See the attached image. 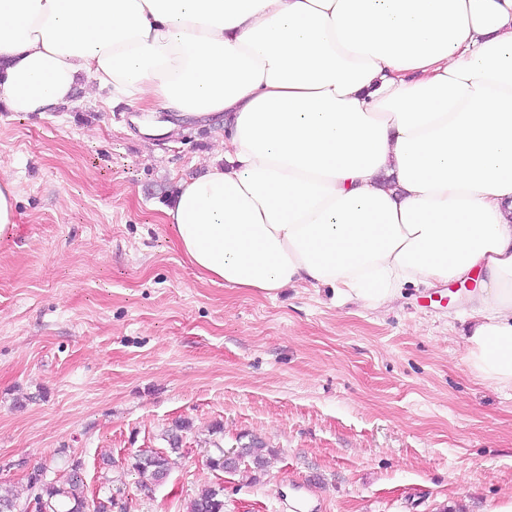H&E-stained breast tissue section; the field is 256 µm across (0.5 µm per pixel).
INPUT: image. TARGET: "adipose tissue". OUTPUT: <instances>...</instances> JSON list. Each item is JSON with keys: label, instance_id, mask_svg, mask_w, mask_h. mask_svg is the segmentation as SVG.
Here are the masks:
<instances>
[{"label": "adipose tissue", "instance_id": "1", "mask_svg": "<svg viewBox=\"0 0 512 512\" xmlns=\"http://www.w3.org/2000/svg\"><path fill=\"white\" fill-rule=\"evenodd\" d=\"M0 62L8 112L226 118L161 210L200 279L373 308L475 279L464 364L512 388V0H0Z\"/></svg>", "mask_w": 512, "mask_h": 512}]
</instances>
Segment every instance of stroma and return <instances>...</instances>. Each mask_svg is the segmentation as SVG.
I'll list each match as a JSON object with an SVG mask.
<instances>
[{
  "label": "stroma",
  "mask_w": 512,
  "mask_h": 512,
  "mask_svg": "<svg viewBox=\"0 0 512 512\" xmlns=\"http://www.w3.org/2000/svg\"><path fill=\"white\" fill-rule=\"evenodd\" d=\"M134 113L104 91L51 117L0 111L18 194L0 242V489L74 458L112 512H187L218 485L224 512H493L512 495V389L463 363L474 282L370 308L325 286L271 298L199 280L160 209L224 128L145 140ZM181 421L168 478L141 486L136 456ZM254 438L257 479L209 467Z\"/></svg>",
  "instance_id": "obj_1"
}]
</instances>
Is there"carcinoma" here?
I'll use <instances>...</instances> for the list:
<instances>
[{
	"instance_id": "cac0c4a2",
	"label": "carcinoma",
	"mask_w": 512,
	"mask_h": 512,
	"mask_svg": "<svg viewBox=\"0 0 512 512\" xmlns=\"http://www.w3.org/2000/svg\"><path fill=\"white\" fill-rule=\"evenodd\" d=\"M184 427L186 424L183 422L176 425L175 433L169 435V451L143 453L136 458L133 468L143 484L156 485L167 478L171 455L181 451L177 431ZM266 452L267 448L262 442L253 440L242 448L241 458L248 459L254 471L260 472L267 464ZM38 472L41 479L27 480L26 500H37L40 512H112V498L95 504L88 500L81 461L73 459L65 462L64 479L60 483L47 480L45 469L40 468ZM188 512H224V488L209 486L202 489L190 501Z\"/></svg>"
}]
</instances>
